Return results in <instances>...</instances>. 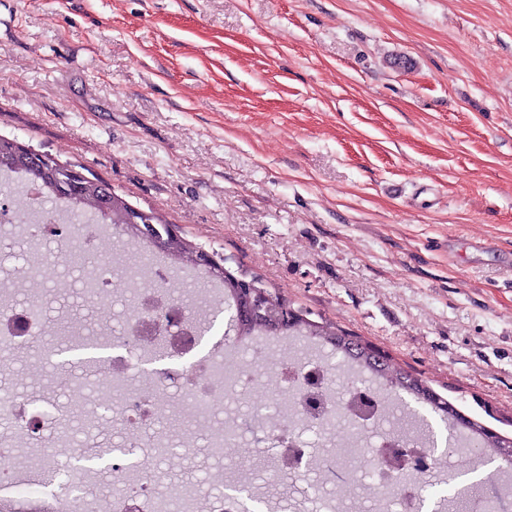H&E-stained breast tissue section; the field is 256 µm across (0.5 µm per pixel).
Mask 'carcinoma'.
I'll list each match as a JSON object with an SVG mask.
<instances>
[{
	"instance_id": "1",
	"label": "carcinoma",
	"mask_w": 512,
	"mask_h": 512,
	"mask_svg": "<svg viewBox=\"0 0 512 512\" xmlns=\"http://www.w3.org/2000/svg\"><path fill=\"white\" fill-rule=\"evenodd\" d=\"M80 171L86 172V177L79 180L81 189L69 194L70 177L62 170V164L48 155L41 160L0 139V176H18L13 188L14 199L18 200L36 188L48 201L68 203L72 215L77 218L88 213L108 215L112 228L121 239L147 244L151 248L155 247L153 239L142 234L138 225L153 224L168 240V244L160 248L163 257L182 268L194 267L192 254L196 245L183 235L168 238V222L154 211L134 212L129 208V202L108 187L96 173L83 167ZM219 262L224 264V270L207 267L204 274L209 282L224 288V310L230 312V326L236 336L248 339L298 334L316 339L331 346L342 361L363 368L380 385L405 392L415 401L429 406L448 420V432L458 429L475 441L479 449L487 448L499 457H512V446L506 440L489 433L480 422L448 410V400L426 380L392 362L379 349L362 343L349 330L328 320L310 319L309 312L284 299L261 276L229 266L232 258H221ZM246 283L263 290L269 297V306L259 317L252 316L250 312L253 295L244 290Z\"/></svg>"
}]
</instances>
